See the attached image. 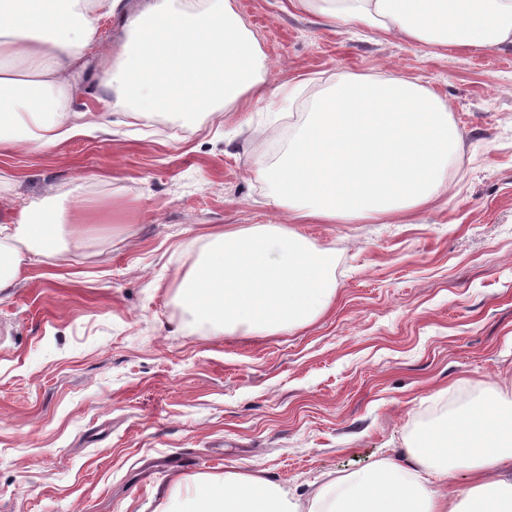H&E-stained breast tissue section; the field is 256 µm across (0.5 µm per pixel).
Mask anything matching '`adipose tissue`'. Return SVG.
Segmentation results:
<instances>
[{
    "instance_id": "1",
    "label": "adipose tissue",
    "mask_w": 512,
    "mask_h": 512,
    "mask_svg": "<svg viewBox=\"0 0 512 512\" xmlns=\"http://www.w3.org/2000/svg\"><path fill=\"white\" fill-rule=\"evenodd\" d=\"M330 24L360 25L411 44H512V0H297ZM119 23L103 83L117 104L143 111H232L262 97L257 42L231 0H0V148L53 145L76 130L65 102L99 51L98 21ZM447 100L404 79L363 75L316 100L275 169L258 167L283 224L208 234L182 276L181 302L213 335L275 332L313 322L333 303L335 255L302 224L383 221L448 191L446 161L460 134ZM60 215L24 208L19 232L0 225V293L22 267L57 258ZM512 396L494 393L425 435L405 461L384 458L305 501L234 467L203 477L195 495H170L163 512H512ZM467 486L448 490L457 467Z\"/></svg>"
}]
</instances>
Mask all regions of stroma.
I'll return each mask as SVG.
<instances>
[{"label": "stroma", "mask_w": 512, "mask_h": 512, "mask_svg": "<svg viewBox=\"0 0 512 512\" xmlns=\"http://www.w3.org/2000/svg\"><path fill=\"white\" fill-rule=\"evenodd\" d=\"M267 92L216 121L133 116L97 60L81 127L0 152V214L101 203L94 246L0 294V512H161L177 483L229 466L299 499L399 457L449 405L512 394V45L409 44L324 23L290 0H232ZM384 74L448 100L462 139L450 190L394 223L302 224L336 255V298L273 333L212 335L176 295L217 227L281 222L254 173L303 108Z\"/></svg>", "instance_id": "35a3bbf8"}]
</instances>
